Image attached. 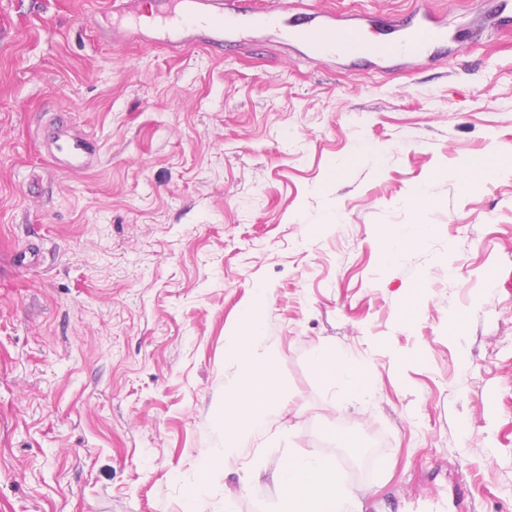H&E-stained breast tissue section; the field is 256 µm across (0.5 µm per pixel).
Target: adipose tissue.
Wrapping results in <instances>:
<instances>
[{
    "mask_svg": "<svg viewBox=\"0 0 512 512\" xmlns=\"http://www.w3.org/2000/svg\"><path fill=\"white\" fill-rule=\"evenodd\" d=\"M272 307L270 296L259 292L244 325L231 336L227 354L242 369L241 381L225 386L224 414L217 425L224 431V449L217 461L230 465L253 436L265 429L279 414L272 355H259L255 333ZM317 373L328 382L344 381L357 393L367 394L371 378L357 370L349 359L333 353L316 360ZM280 498L275 512H354V502L345 496L335 471L318 459L285 457L278 469Z\"/></svg>",
    "mask_w": 512,
    "mask_h": 512,
    "instance_id": "adipose-tissue-1",
    "label": "adipose tissue"
}]
</instances>
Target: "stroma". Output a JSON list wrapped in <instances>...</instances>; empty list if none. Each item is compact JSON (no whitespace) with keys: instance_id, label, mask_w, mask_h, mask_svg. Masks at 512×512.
<instances>
[{"instance_id":"35a3bbf8","label":"stroma","mask_w":512,"mask_h":512,"mask_svg":"<svg viewBox=\"0 0 512 512\" xmlns=\"http://www.w3.org/2000/svg\"><path fill=\"white\" fill-rule=\"evenodd\" d=\"M431 3L464 49L372 71L260 26L166 51L101 41L111 0H0V512H190L196 487L204 512H272L290 452L360 512L512 504V22ZM62 124L96 142L89 171L44 154ZM420 186L436 208L408 205ZM413 224L434 230L383 262ZM262 288L284 411L206 475ZM322 351L371 391L326 383Z\"/></svg>"}]
</instances>
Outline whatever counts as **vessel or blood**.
I'll return each instance as SVG.
<instances>
[{
    "label": "vessel or blood",
    "mask_w": 512,
    "mask_h": 512,
    "mask_svg": "<svg viewBox=\"0 0 512 512\" xmlns=\"http://www.w3.org/2000/svg\"><path fill=\"white\" fill-rule=\"evenodd\" d=\"M251 9L250 0H152L148 17L134 18L133 24L148 26L155 44L173 50L189 44L190 33L211 31L215 37L207 45L216 50L221 46L216 35L225 22ZM293 22L298 25L297 37L317 60L334 55L418 60L433 47L463 42L460 33L449 31L445 18L432 10L428 0H415L408 20L394 21L381 40L371 39L359 22L337 26L335 13L297 14L291 0H265L261 25L279 31ZM51 148L61 156L63 167L75 174L92 165L96 152L90 139L64 126L54 132Z\"/></svg>",
    "instance_id": "vessel-or-blood-1"
}]
</instances>
